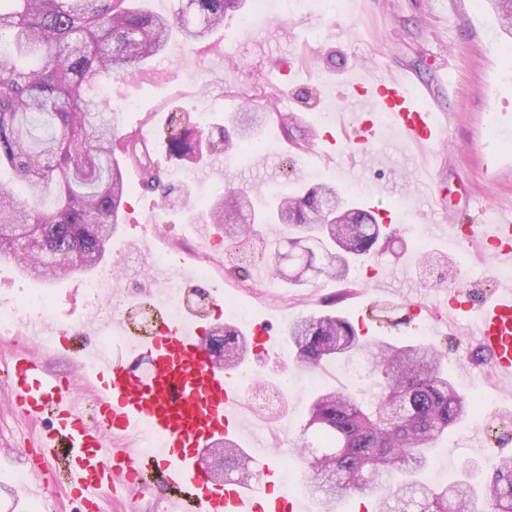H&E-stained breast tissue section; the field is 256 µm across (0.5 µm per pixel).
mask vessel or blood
<instances>
[{"label": "vessel or blood", "instance_id": "b4317fda", "mask_svg": "<svg viewBox=\"0 0 512 512\" xmlns=\"http://www.w3.org/2000/svg\"><path fill=\"white\" fill-rule=\"evenodd\" d=\"M351 87L361 107L360 143L376 138L381 119L418 147L437 144L446 130V111L421 107L430 87L412 73L358 78ZM448 238L459 246L481 242L496 262L512 264V210L466 227L449 218ZM439 304L452 313L472 312L477 346L491 356L498 375L512 378V289L496 290L474 309L467 287L460 286L440 291ZM126 346L127 353L98 357L92 366L90 414L73 401V379L50 374L42 352L22 348L0 367L12 413L25 419L52 414L45 436L14 451L27 474L18 497L44 496L50 480H62L86 512H96L97 490L109 487L128 497L151 474L166 490L162 512H296L282 466L305 465L303 450L285 444L256 448L243 422L238 374L216 360L200 322L167 318L151 335L128 337ZM143 358L149 362L145 371L135 367ZM142 431L153 441L146 456L132 446ZM220 441L256 449L264 461L261 479H215L199 451Z\"/></svg>", "mask_w": 512, "mask_h": 512}]
</instances>
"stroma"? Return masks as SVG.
I'll use <instances>...</instances> for the list:
<instances>
[{
    "label": "stroma",
    "instance_id": "35a3bbf8",
    "mask_svg": "<svg viewBox=\"0 0 512 512\" xmlns=\"http://www.w3.org/2000/svg\"><path fill=\"white\" fill-rule=\"evenodd\" d=\"M252 10L248 4L242 12L227 15L223 26L198 45L172 39L161 59H150L140 71L110 83L109 103L121 109L124 129L142 133L153 157L163 162L162 181L175 185L171 205H163L159 192L141 186L138 168L128 166L132 190L108 244L109 253L125 260L124 281L139 280L140 267L172 243L177 252L170 254L167 269L156 272L162 280L181 278L183 272L193 271L195 258L213 254V247L199 238L193 216L200 201L214 200L226 185L258 186L268 198L292 193L300 184L329 183L353 199L374 192L373 207L406 226L405 235L391 240L370 266L352 271V294L339 306L344 317L363 326L368 339L400 344L421 338L427 322L413 317L412 304H433L437 290L448 285L475 284L477 303L489 291L512 286V270H495L480 244L460 252L439 243V228L432 222L439 207L460 217L484 207L512 209V61L501 53L506 39L486 0H377L371 15L360 13L357 0L344 13L331 16L300 12L286 17L271 11L256 24L258 39L245 40L240 20ZM337 26L355 29L356 34L340 44L329 41V28ZM367 57L379 67L415 73L431 85L437 102L449 112L452 148L433 147L427 153L438 175V199L425 196L420 183L405 181V170L418 168L419 162L391 131H383L370 146L353 143L342 152L313 143L311 125H322L332 104L347 96L350 77L360 74V63ZM270 85L280 88L279 98H266L264 90ZM244 88L250 94L249 111L293 114L294 142H286L280 126L270 124L254 140L250 154H216L199 166L168 157L163 142L171 113H187L191 124L210 130L236 114L238 92ZM496 113L505 114L506 120L497 144L503 170L493 178L484 172L482 159L488 119ZM235 259V248L225 247L218 274L208 281L192 279L191 287L209 292L218 304L232 299L246 313L238 323L241 330L260 323L277 339L268 352L250 351L246 365L253 384L245 393L253 395L256 385L267 381L293 380L281 416L267 421L268 427L280 431L281 441L300 434L315 388L342 389L358 400H373L378 392L374 378L351 375L345 362L311 374L286 355L289 321L322 310L323 300L338 290V283L320 277L299 288L287 287L284 278L294 268L284 263L267 287L258 288L255 261H248L245 273L238 275ZM84 282L83 275L73 273L45 285L2 264L0 301L18 302L48 292L64 335L81 348L88 345L86 331L100 312L88 301ZM429 341L445 354L448 372L458 378L463 394H480L486 410L512 418V381L493 377L468 318L444 320ZM8 396L6 383L0 381V449L50 428L49 418L11 414ZM510 452L512 445L498 444L476 413L439 441L432 458L437 470L428 479L442 484L474 464L483 487L500 455ZM19 471L17 463L0 460V512H82L80 501L70 499L58 485L51 486L47 499L16 500Z\"/></svg>",
    "mask_w": 512,
    "mask_h": 512
}]
</instances>
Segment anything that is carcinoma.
Segmentation results:
<instances>
[{
  "label": "carcinoma",
  "instance_id": "cac0c4a2",
  "mask_svg": "<svg viewBox=\"0 0 512 512\" xmlns=\"http://www.w3.org/2000/svg\"><path fill=\"white\" fill-rule=\"evenodd\" d=\"M244 0H174L166 14L149 0H0V167L24 184L29 199L19 201L0 181V263L16 262L22 275L46 282L66 273L89 275L107 258L129 194L127 161L141 170L143 185L159 189L157 164L141 139L123 133L117 108L98 99L102 82L141 70L163 53L175 35L189 44L207 39L224 15ZM501 30L512 38V0H488ZM269 115L233 116L219 129L222 150L235 153ZM166 152L200 161L214 148L189 124L172 125ZM125 142L127 156H114ZM205 224H219L224 241L244 251H260L278 266L289 252L281 241L253 244L257 224H281L306 241L300 273L288 285L301 286L322 254L319 273L344 285L324 300L327 310L288 324L295 362L317 370L364 350L359 331L335 312L351 292L352 261L383 253V227L358 211L333 185L319 184L281 196L266 210L255 207L254 190L228 186L201 211ZM220 345L224 365L240 367L249 345L231 324L208 329ZM371 374L379 393L364 407L336 389L315 393L295 447L303 448L312 476L308 493L331 506L346 492L377 501V512H512V456L498 462L484 497L485 508L467 480L434 487L424 482L430 453L448 429L473 412L472 401L448 377L441 352L410 341L375 344ZM243 452L224 446V470L248 481L260 474L238 468Z\"/></svg>",
  "mask_w": 512,
  "mask_h": 512
}]
</instances>
